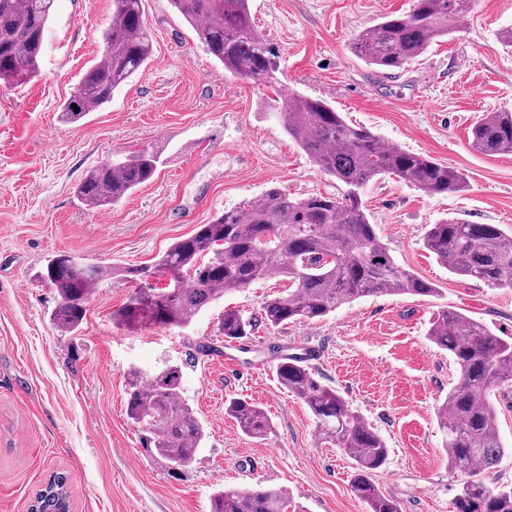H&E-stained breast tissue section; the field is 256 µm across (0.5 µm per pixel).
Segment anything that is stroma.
I'll list each match as a JSON object with an SVG mask.
<instances>
[{"label":"stroma","instance_id":"stroma-1","mask_svg":"<svg viewBox=\"0 0 512 512\" xmlns=\"http://www.w3.org/2000/svg\"><path fill=\"white\" fill-rule=\"evenodd\" d=\"M411 5L251 0L258 30L278 53L279 81L268 87L225 73L168 0H143L151 58L111 103L67 124L60 107L103 55L112 0H55L39 76L0 85V512H28L57 471L69 477L75 512H210L216 490L259 483L287 489L300 512H368L350 485L351 459L324 443L305 403L278 384L272 345L287 354L316 347V378L387 442L376 482L402 512H450L461 477L448 470L438 412L458 367L427 330L448 307L512 336V287L449 273L423 235L453 216L512 232V155L485 156L468 145L484 113L512 109V50L499 41L512 25V0H476L467 16L450 19L448 37L394 75L350 52L358 31ZM295 92L466 175L467 189L448 195L388 176L362 190L381 241L437 293L364 297L317 323L259 326L235 367L199 357L183 371V396L206 442L177 466L143 447L128 419L129 370L181 362L201 342L225 349L216 334L224 309L257 315L287 281L225 294L184 329L130 332L112 314L134 286L109 278L95 288L81 329L63 336L49 319L56 295L37 275L62 252L104 265H152L200 225L273 186L295 197L337 193L335 179L270 116L274 99ZM142 149L160 155L150 181L99 210L78 199L90 169ZM232 397L267 410L265 439L246 437L225 414Z\"/></svg>","mask_w":512,"mask_h":512}]
</instances>
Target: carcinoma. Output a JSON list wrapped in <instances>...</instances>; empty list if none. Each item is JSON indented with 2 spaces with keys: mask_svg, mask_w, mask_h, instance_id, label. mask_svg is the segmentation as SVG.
Masks as SVG:
<instances>
[{
  "mask_svg": "<svg viewBox=\"0 0 512 512\" xmlns=\"http://www.w3.org/2000/svg\"><path fill=\"white\" fill-rule=\"evenodd\" d=\"M475 0H413L404 14H391L359 31L350 51L378 69L396 71L421 57L450 33L448 21L468 13ZM196 30L207 52L233 77L270 86L277 83V54L257 30L249 0H169ZM53 0H0V83L23 85L39 74L45 31ZM103 57L87 67L61 105L63 121L77 123L88 112L112 101L114 92L150 58L152 46L143 21L142 0H112V17L102 32ZM273 114L283 130L325 174L343 186L336 194L296 198L272 187L257 200L230 208L211 223L176 241L154 266L126 267L124 280L144 284L112 313L127 330L145 326L183 329L208 304L273 277L288 290L266 299L263 322L273 328L325 319L341 305L363 297H431L433 284L399 265L381 241L361 197L380 175H391L426 194L458 193L467 188L464 174L431 158L383 143L369 130L348 124L329 103L299 93L280 99ZM471 148L486 156L512 154V111L489 112L470 127ZM158 155L143 150L123 161L91 169L76 188L91 208L112 205L153 178ZM425 248L456 276L490 286L512 285V233L496 224H471L450 217L428 226ZM208 260H203L204 256ZM157 272L170 276L164 288L148 284ZM111 267L85 264L70 254L49 260L41 279L57 294L50 319L67 334L80 329L94 287L112 277ZM255 318L226 309L218 331L226 341L252 336ZM428 339L447 351L459 368L438 416L444 432L448 470L464 475L450 512H512V487L495 485L491 473L507 453L497 425L492 389L512 392V336H501L487 323L445 309L430 324ZM270 351L278 358L280 386L301 399L316 419L322 439L354 461L351 487L370 512H402L374 480L389 450L380 434L349 409L335 388L318 381L302 357ZM193 358L169 364L143 378L128 373L127 415L144 428L143 441L166 460L184 466L201 447L205 433L183 397L184 367ZM225 413L242 433L263 440L272 421L259 404L232 398ZM71 502L67 477L58 473L38 490L37 512H63ZM283 488L214 493L211 512H290Z\"/></svg>",
  "mask_w": 512,
  "mask_h": 512,
  "instance_id": "carcinoma-1",
  "label": "carcinoma"
}]
</instances>
